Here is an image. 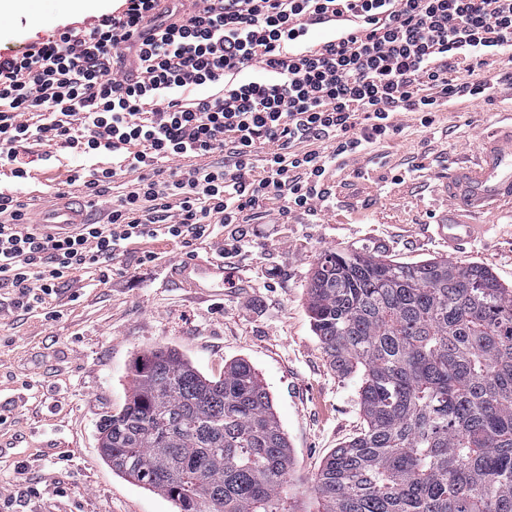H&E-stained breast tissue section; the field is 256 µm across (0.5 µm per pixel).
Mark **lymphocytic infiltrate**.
<instances>
[{
    "label": "lymphocytic infiltrate",
    "mask_w": 512,
    "mask_h": 512,
    "mask_svg": "<svg viewBox=\"0 0 512 512\" xmlns=\"http://www.w3.org/2000/svg\"><path fill=\"white\" fill-rule=\"evenodd\" d=\"M512 51V0H119L0 54V168L23 181L25 145L108 156L70 175L108 220L52 236L0 190V286L41 308L78 272L106 273L124 246L204 241L258 218L317 215L328 170L463 100Z\"/></svg>",
    "instance_id": "f902f5d3"
}]
</instances>
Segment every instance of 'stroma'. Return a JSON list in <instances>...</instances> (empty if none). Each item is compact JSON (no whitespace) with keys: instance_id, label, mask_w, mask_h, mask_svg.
I'll list each match as a JSON object with an SVG mask.
<instances>
[{"instance_id":"stroma-1","label":"stroma","mask_w":512,"mask_h":512,"mask_svg":"<svg viewBox=\"0 0 512 512\" xmlns=\"http://www.w3.org/2000/svg\"><path fill=\"white\" fill-rule=\"evenodd\" d=\"M113 5L90 0L74 10L70 0H38L37 16L0 26V53L46 41L66 23L87 27ZM402 122L401 133L331 168L333 196L320 215L297 211L286 221L273 212L202 243L129 246L106 283L78 272L61 284L48 315L15 308L12 288H0V469L23 473L5 488L9 512H175L113 472L98 448L100 417L123 406L135 358L157 346L178 349L208 376L239 358L254 366L295 458L287 496L300 512H316L312 475L363 426L355 382L331 368L311 330L307 286L319 255L371 241L404 262L451 256L481 264L512 285L511 211L487 218L483 234L453 255L437 234L449 172L472 159L482 133L512 123V87L459 102L427 127L408 116ZM50 152L29 164L21 185L0 176V189L46 204L61 188L77 195L66 184L71 169L112 164L108 156ZM145 251L153 262L141 263ZM217 251L247 287L205 296L170 280L176 264Z\"/></svg>"}]
</instances>
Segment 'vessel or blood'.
I'll return each mask as SVG.
<instances>
[{"label": "vessel or blood", "mask_w": 512, "mask_h": 512, "mask_svg": "<svg viewBox=\"0 0 512 512\" xmlns=\"http://www.w3.org/2000/svg\"><path fill=\"white\" fill-rule=\"evenodd\" d=\"M443 191L452 210L449 221L439 224L437 232L453 253L478 236L485 218L499 210L512 209V128H496L484 134L477 145L475 165L455 167ZM88 221L85 209L68 201L45 211L40 219L48 233ZM174 277L204 293L236 288L241 282L240 275L228 270L220 256L178 264Z\"/></svg>", "instance_id": "1"}]
</instances>
